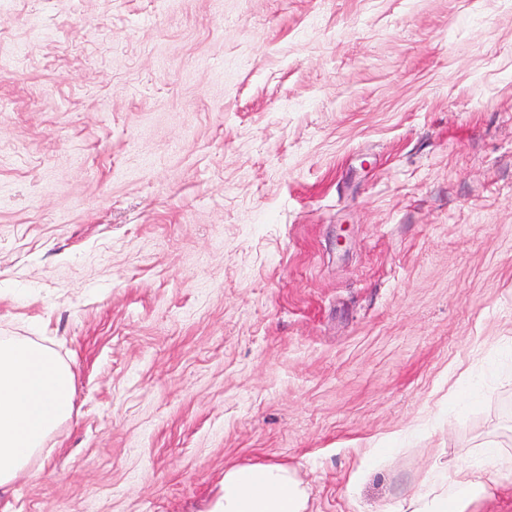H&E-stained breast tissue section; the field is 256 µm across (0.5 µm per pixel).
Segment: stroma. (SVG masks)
I'll use <instances>...</instances> for the list:
<instances>
[{"label":"stroma","mask_w":512,"mask_h":512,"mask_svg":"<svg viewBox=\"0 0 512 512\" xmlns=\"http://www.w3.org/2000/svg\"><path fill=\"white\" fill-rule=\"evenodd\" d=\"M73 411L0 512H512V0H0V340ZM305 499L288 470L277 465L232 467L224 473V501L215 512H304ZM486 492V483L475 473H466L455 482L448 497L440 502L439 512H466L469 504ZM448 503V507H447Z\"/></svg>","instance_id":"stroma-1"}]
</instances>
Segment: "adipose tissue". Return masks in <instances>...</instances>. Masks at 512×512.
I'll use <instances>...</instances> for the list:
<instances>
[{
    "mask_svg": "<svg viewBox=\"0 0 512 512\" xmlns=\"http://www.w3.org/2000/svg\"><path fill=\"white\" fill-rule=\"evenodd\" d=\"M69 369L27 341H0V492L7 491L72 410ZM305 499L277 465L233 467L224 473L220 512H304Z\"/></svg>",
    "mask_w": 512,
    "mask_h": 512,
    "instance_id": "adipose-tissue-1",
    "label": "adipose tissue"
}]
</instances>
